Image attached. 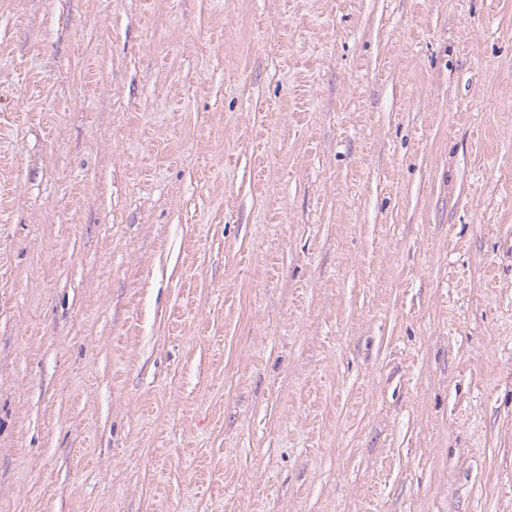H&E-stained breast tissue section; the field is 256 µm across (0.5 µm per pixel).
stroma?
<instances>
[{
    "mask_svg": "<svg viewBox=\"0 0 512 512\" xmlns=\"http://www.w3.org/2000/svg\"><path fill=\"white\" fill-rule=\"evenodd\" d=\"M0 512H512V0H0Z\"/></svg>",
    "mask_w": 512,
    "mask_h": 512,
    "instance_id": "obj_1",
    "label": "stroma"
}]
</instances>
